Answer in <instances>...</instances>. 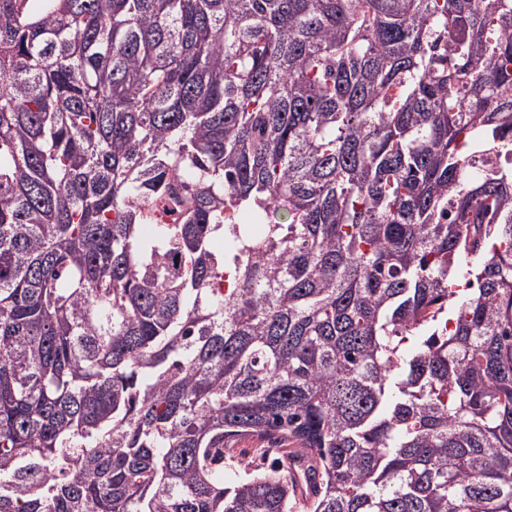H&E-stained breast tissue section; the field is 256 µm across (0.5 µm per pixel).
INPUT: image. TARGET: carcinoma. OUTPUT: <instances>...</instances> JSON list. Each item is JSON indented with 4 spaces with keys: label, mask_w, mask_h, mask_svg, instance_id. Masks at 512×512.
Listing matches in <instances>:
<instances>
[{
    "label": "carcinoma",
    "mask_w": 512,
    "mask_h": 512,
    "mask_svg": "<svg viewBox=\"0 0 512 512\" xmlns=\"http://www.w3.org/2000/svg\"><path fill=\"white\" fill-rule=\"evenodd\" d=\"M0 512H512V0H0Z\"/></svg>",
    "instance_id": "carcinoma-1"
}]
</instances>
